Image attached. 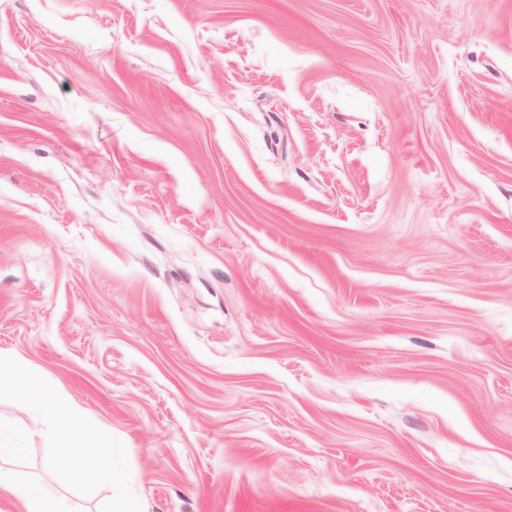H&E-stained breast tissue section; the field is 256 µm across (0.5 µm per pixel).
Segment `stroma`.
I'll return each mask as SVG.
<instances>
[{"label": "stroma", "mask_w": 512, "mask_h": 512, "mask_svg": "<svg viewBox=\"0 0 512 512\" xmlns=\"http://www.w3.org/2000/svg\"><path fill=\"white\" fill-rule=\"evenodd\" d=\"M0 350L140 512H512V0H0Z\"/></svg>", "instance_id": "35a3bbf8"}]
</instances>
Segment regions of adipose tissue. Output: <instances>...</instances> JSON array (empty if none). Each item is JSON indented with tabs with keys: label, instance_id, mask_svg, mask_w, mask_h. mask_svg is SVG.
<instances>
[{
	"label": "adipose tissue",
	"instance_id": "1",
	"mask_svg": "<svg viewBox=\"0 0 512 512\" xmlns=\"http://www.w3.org/2000/svg\"><path fill=\"white\" fill-rule=\"evenodd\" d=\"M22 378L23 401L53 416L58 422L59 454L69 462L75 476L89 472L102 473L113 489H121L123 478L112 469L102 466L108 451H93L76 446L75 430L80 422L81 410L66 395L53 391L41 374L30 368L20 356L0 351V388L13 385L15 378Z\"/></svg>",
	"mask_w": 512,
	"mask_h": 512
}]
</instances>
